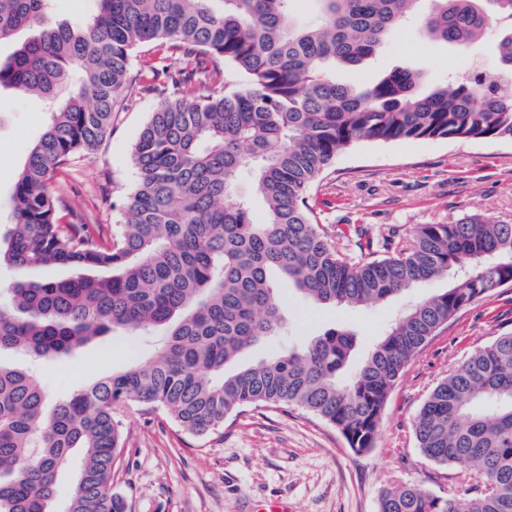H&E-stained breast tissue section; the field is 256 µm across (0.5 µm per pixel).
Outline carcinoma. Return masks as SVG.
I'll return each mask as SVG.
<instances>
[{"label": "carcinoma", "mask_w": 512, "mask_h": 512, "mask_svg": "<svg viewBox=\"0 0 512 512\" xmlns=\"http://www.w3.org/2000/svg\"><path fill=\"white\" fill-rule=\"evenodd\" d=\"M93 13L55 22L52 0H0V44L32 35L0 59V89L50 119L11 194L0 264L14 277L0 302V351L73 354L98 336L164 329L145 360L43 412L46 393L24 368L0 363V512H49L57 475L81 451L67 512H128L112 491L123 452V406L159 411L206 436L248 407L296 406L335 426L356 453L371 450L405 366L453 315L512 285V224L467 215L419 224L408 240L376 243L358 224L329 233L310 203L316 180L363 140L512 139V23L497 68L430 91L405 65L366 85L358 69L415 16L424 34L477 52L512 0H93ZM164 41L175 87L135 139L133 191L121 223L78 224L61 213L59 175L92 155L131 86L132 54ZM241 75L224 83L223 67ZM247 179L263 203L255 220ZM59 266L66 279L28 271ZM463 268L466 276L392 323L349 370L355 335L332 328L299 349L240 366L239 355L285 332L282 284L317 304L356 307ZM422 456L457 466L477 493L447 497L413 484L385 491L379 512H512V333L467 356L427 395L412 425Z\"/></svg>", "instance_id": "cac0c4a2"}]
</instances>
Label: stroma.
Masks as SVG:
<instances>
[{
	"instance_id": "35a3bbf8",
	"label": "stroma",
	"mask_w": 512,
	"mask_h": 512,
	"mask_svg": "<svg viewBox=\"0 0 512 512\" xmlns=\"http://www.w3.org/2000/svg\"><path fill=\"white\" fill-rule=\"evenodd\" d=\"M498 36V27L489 26L482 51L474 53L432 43L408 23L353 78L367 83L412 65L429 89L471 65L495 68ZM159 99L158 89L134 85L97 152L75 159L62 175L63 201L75 220L119 222L135 183L131 146ZM45 125L40 106L0 92V224L10 221L15 177ZM314 194L325 205L327 226L363 224L387 239L467 213L512 224V140H364L337 157ZM450 285L443 277L359 308L316 305L283 288L285 335L250 348L242 361L271 357L283 345L306 343L334 327L355 334L356 356L364 358L411 305ZM505 333H512V286L459 310L406 366L390 392L376 444L362 455L350 450L336 427L298 407H250L204 437L186 434L160 414L123 408L124 450L112 487L130 512H249L248 503L276 496L286 497L293 512H378L382 493L405 483L438 496L460 492L466 484L457 467L427 461L412 422L442 378ZM150 354L149 339L117 334L54 359L32 361L5 350L0 363L28 367L52 405Z\"/></svg>"
}]
</instances>
